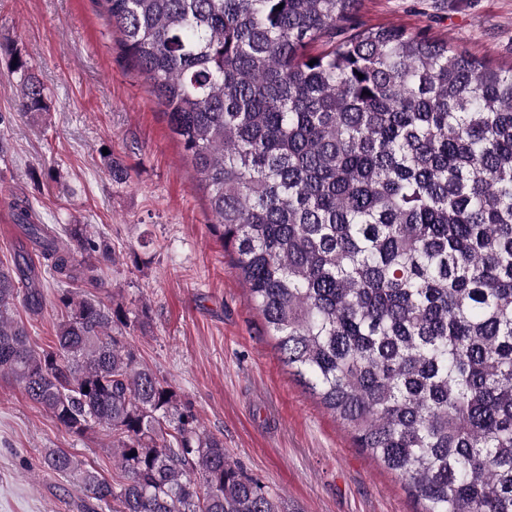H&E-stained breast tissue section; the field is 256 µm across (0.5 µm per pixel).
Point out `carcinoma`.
I'll list each match as a JSON object with an SVG mask.
<instances>
[{"label":"carcinoma","mask_w":512,"mask_h":512,"mask_svg":"<svg viewBox=\"0 0 512 512\" xmlns=\"http://www.w3.org/2000/svg\"><path fill=\"white\" fill-rule=\"evenodd\" d=\"M100 2L293 375L422 512H512V66L363 28L360 0ZM5 52L18 111H45ZM21 220L64 314L35 350L16 311L41 313V273L0 262V375L71 434L112 433L110 482L44 456L85 512H279L139 359L123 308L75 291L105 287L108 242Z\"/></svg>","instance_id":"1"}]
</instances>
